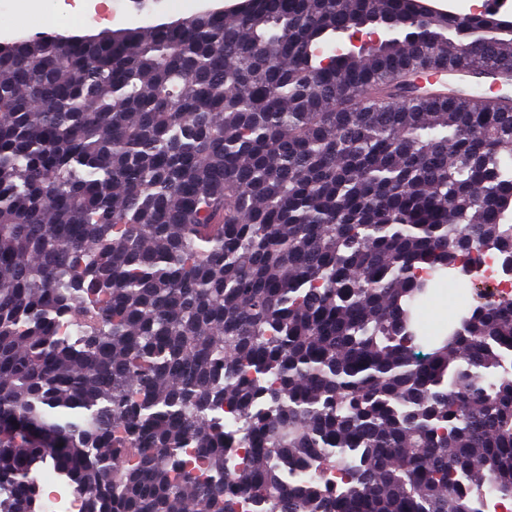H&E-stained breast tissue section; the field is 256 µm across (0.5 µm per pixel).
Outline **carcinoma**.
I'll use <instances>...</instances> for the list:
<instances>
[{
  "mask_svg": "<svg viewBox=\"0 0 512 512\" xmlns=\"http://www.w3.org/2000/svg\"><path fill=\"white\" fill-rule=\"evenodd\" d=\"M389 21L396 40L325 48ZM414 0H243L0 43V512L512 503V297L426 355L413 311L512 263V37ZM509 79H510V77H508L507 79L501 78V77H481V76L472 74V73L468 72L467 70H458V71L453 72L448 75L447 86L449 85V80H451L457 88H462V89L467 90L470 93L471 98H473L474 100L478 101V103H480L479 94L474 93V90L476 88H478L479 86H481L483 83H485L487 81H491L492 83L506 84V83H508ZM489 84L490 83H486L482 86L488 87ZM470 275L498 288V295L512 296V274L505 273L498 253L484 250L469 265ZM41 502L45 512H81V501L67 497L56 480L49 479L41 486Z\"/></svg>",
  "mask_w": 512,
  "mask_h": 512,
  "instance_id": "obj_1",
  "label": "carcinoma"
}]
</instances>
